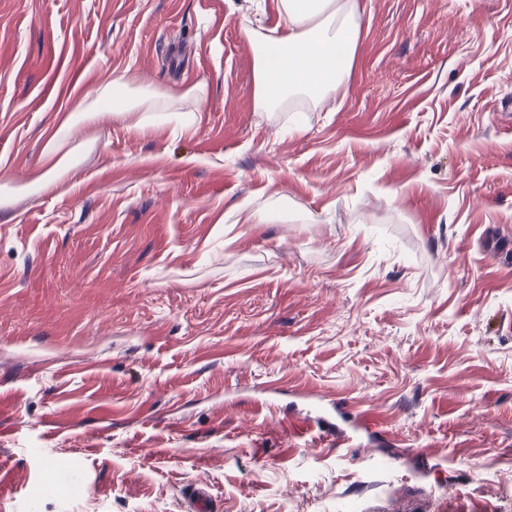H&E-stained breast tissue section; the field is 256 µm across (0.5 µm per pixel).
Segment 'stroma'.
I'll return each mask as SVG.
<instances>
[{"mask_svg": "<svg viewBox=\"0 0 512 512\" xmlns=\"http://www.w3.org/2000/svg\"><path fill=\"white\" fill-rule=\"evenodd\" d=\"M360 6L335 95L260 112L277 0H0L5 512H512V0ZM118 77L157 119L36 191ZM70 117L68 121L63 123L50 139L44 151L43 159L46 166L45 172L41 175L40 181L45 190H52L56 187L55 177L58 172L71 159L73 151H65L61 153L64 146V139L70 130Z\"/></svg>", "mask_w": 512, "mask_h": 512, "instance_id": "35a3bbf8", "label": "stroma"}]
</instances>
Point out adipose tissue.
<instances>
[{
	"label": "adipose tissue",
	"instance_id": "obj_1",
	"mask_svg": "<svg viewBox=\"0 0 512 512\" xmlns=\"http://www.w3.org/2000/svg\"><path fill=\"white\" fill-rule=\"evenodd\" d=\"M278 15L272 28L245 31L255 55L259 111L297 95L327 101L344 80L361 29L357 0H278ZM158 99L153 91L116 79L105 83L95 98L84 99L77 116L90 123L112 110L142 127Z\"/></svg>",
	"mask_w": 512,
	"mask_h": 512
}]
</instances>
